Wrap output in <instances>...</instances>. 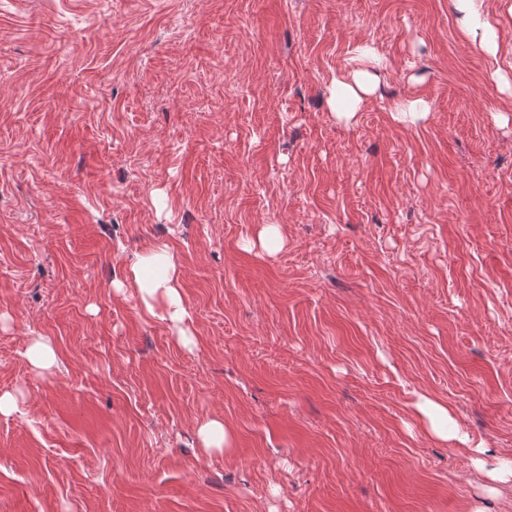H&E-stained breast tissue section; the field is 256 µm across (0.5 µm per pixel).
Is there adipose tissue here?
<instances>
[{"label": "adipose tissue", "instance_id": "adipose-tissue-1", "mask_svg": "<svg viewBox=\"0 0 512 512\" xmlns=\"http://www.w3.org/2000/svg\"><path fill=\"white\" fill-rule=\"evenodd\" d=\"M451 5L461 34L490 56H497L501 50L497 31L512 21V6L490 15L480 9L477 0H451ZM356 59L358 68L332 80L327 99L331 114L348 125L355 122L363 101L377 92L384 68L382 58L365 44L357 47ZM125 283L137 289L145 314L166 320L183 345L192 344L180 288V269L167 246L156 245L139 255L129 266ZM414 408L423 430L433 439L447 443L464 441L465 436L447 405L421 396Z\"/></svg>", "mask_w": 512, "mask_h": 512}]
</instances>
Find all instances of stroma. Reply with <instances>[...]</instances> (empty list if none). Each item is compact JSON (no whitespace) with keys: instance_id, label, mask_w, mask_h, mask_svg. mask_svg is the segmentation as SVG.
Returning a JSON list of instances; mask_svg holds the SVG:
<instances>
[{"instance_id":"stroma-1","label":"stroma","mask_w":512,"mask_h":512,"mask_svg":"<svg viewBox=\"0 0 512 512\" xmlns=\"http://www.w3.org/2000/svg\"><path fill=\"white\" fill-rule=\"evenodd\" d=\"M511 59L450 0H0V512H512L471 463L512 458ZM157 243L189 347L112 286ZM353 60L368 62L369 67H356L346 75L334 78L327 99L331 114L347 125L355 122L363 101L379 89L384 68L382 58L366 44L357 47ZM429 108L423 99L399 100L391 104L390 114L394 121L417 124L426 118ZM26 357L36 369H49L55 363L54 348L43 337L34 339L26 351ZM423 430L433 439L441 442H462L467 439L460 432L457 421L448 411V406L425 396H419L413 403ZM197 437L203 447L214 448L225 453L232 447V436L224 426L221 418H210L199 423L196 430Z\"/></svg>"}]
</instances>
